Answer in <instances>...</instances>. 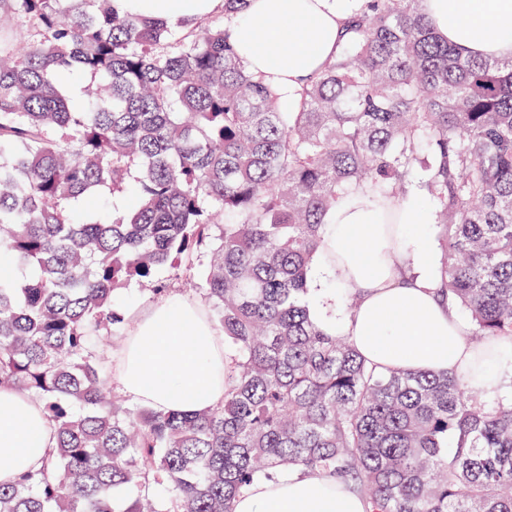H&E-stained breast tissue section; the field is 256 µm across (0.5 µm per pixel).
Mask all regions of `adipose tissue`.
<instances>
[{
	"instance_id": "ef3b65f1",
	"label": "adipose tissue",
	"mask_w": 512,
	"mask_h": 512,
	"mask_svg": "<svg viewBox=\"0 0 512 512\" xmlns=\"http://www.w3.org/2000/svg\"><path fill=\"white\" fill-rule=\"evenodd\" d=\"M219 0H120L121 8L172 23L206 18ZM365 0H247L228 21L250 72L292 100L304 82L338 53L344 25ZM426 16L449 44L475 58L512 59V0H423ZM419 189L396 205L403 229L392 245L382 202L352 191L328 214L325 246L309 273V315L324 333L349 341L382 369L413 368L466 376L474 357L469 325L434 293L433 251L422 229ZM354 298L338 313L327 283ZM500 357L471 380L484 398L512 388V340L493 339ZM230 353L224 335L192 300L152 303L129 329L112 361V380L130 401L157 410L198 413L224 400L222 374ZM54 446V427L27 395L0 387V482L38 469ZM234 512H366L363 500L335 478L285 471L255 479Z\"/></svg>"
}]
</instances>
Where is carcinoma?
<instances>
[{
    "instance_id": "carcinoma-1",
    "label": "carcinoma",
    "mask_w": 512,
    "mask_h": 512,
    "mask_svg": "<svg viewBox=\"0 0 512 512\" xmlns=\"http://www.w3.org/2000/svg\"><path fill=\"white\" fill-rule=\"evenodd\" d=\"M116 0H0V385L43 406L42 469L0 512H233L260 476L326 474L366 512H512V401L457 376L380 370L307 309L329 211L358 187L419 186L444 257L437 293L485 344L512 337V60L471 58L422 0H367L337 56L284 108L206 18ZM98 79L85 98L66 71ZM134 203L101 221L103 189ZM199 266L232 352L224 402L129 406L96 344L114 293ZM160 485L120 506L121 488Z\"/></svg>"
}]
</instances>
